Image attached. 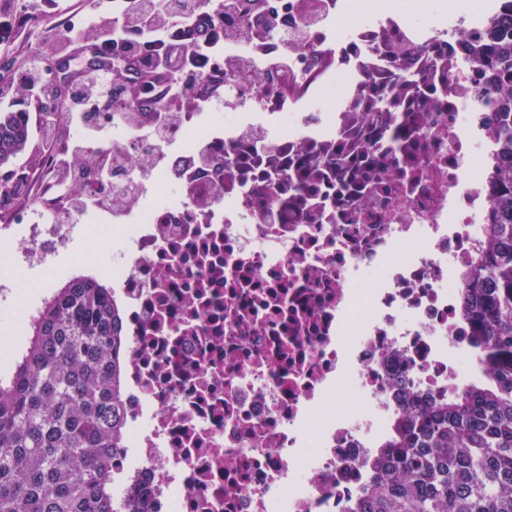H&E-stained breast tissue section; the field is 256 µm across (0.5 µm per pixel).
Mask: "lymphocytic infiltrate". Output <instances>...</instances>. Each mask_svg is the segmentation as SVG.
<instances>
[{"mask_svg": "<svg viewBox=\"0 0 512 512\" xmlns=\"http://www.w3.org/2000/svg\"><path fill=\"white\" fill-rule=\"evenodd\" d=\"M275 10L274 0H0V14L15 29L48 20L38 50L0 81V103L35 116L33 151L54 163L45 191L80 186L79 195L66 197L63 215L112 208L111 195L98 193L88 180L89 173L110 171L111 155L65 140L63 127L92 128L96 114L107 112L147 136H166L179 113L223 102L227 75L247 67L245 57L225 52L226 27L234 28L239 44L249 45L268 30ZM79 35L103 64L92 73L76 70V93L59 102L48 61L72 54ZM77 155L85 167L74 165Z\"/></svg>", "mask_w": 512, "mask_h": 512, "instance_id": "obj_1", "label": "lymphocytic infiltrate"}]
</instances>
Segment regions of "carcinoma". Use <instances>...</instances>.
<instances>
[{
    "label": "carcinoma",
    "mask_w": 512,
    "mask_h": 512,
    "mask_svg": "<svg viewBox=\"0 0 512 512\" xmlns=\"http://www.w3.org/2000/svg\"><path fill=\"white\" fill-rule=\"evenodd\" d=\"M512 84V34L491 54ZM502 156L484 245L464 273L463 309L487 382L410 399L347 512H512V90L497 97ZM29 132L0 113V168ZM111 292L76 276L46 298L24 351L0 379V512H141L113 502L126 451L129 345Z\"/></svg>",
    "instance_id": "obj_1"
}]
</instances>
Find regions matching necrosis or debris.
<instances>
[{
	"label": "necrosis or debris",
	"mask_w": 512,
	"mask_h": 512,
	"mask_svg": "<svg viewBox=\"0 0 512 512\" xmlns=\"http://www.w3.org/2000/svg\"><path fill=\"white\" fill-rule=\"evenodd\" d=\"M288 0V24L246 46L280 78L227 85L223 118L183 114L168 138L101 120L94 139L164 154L149 180L100 182L132 206L59 222L41 159L15 168L0 213V305L19 268L48 266L102 230L131 354L129 439L115 493L149 512H346L398 412L391 380L422 393L483 370L461 272L484 242L498 162L494 82L482 66L512 0Z\"/></svg>",
	"instance_id": "1"
}]
</instances>
